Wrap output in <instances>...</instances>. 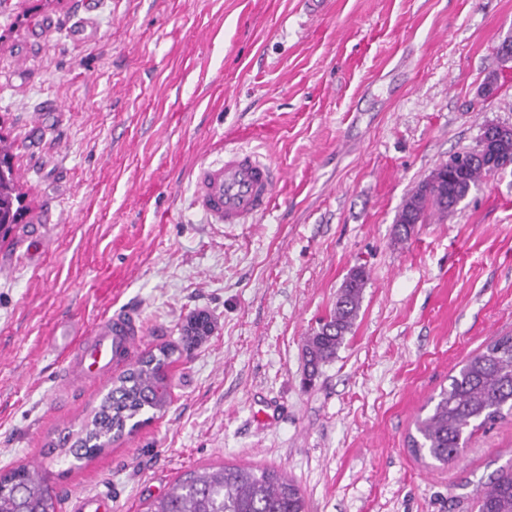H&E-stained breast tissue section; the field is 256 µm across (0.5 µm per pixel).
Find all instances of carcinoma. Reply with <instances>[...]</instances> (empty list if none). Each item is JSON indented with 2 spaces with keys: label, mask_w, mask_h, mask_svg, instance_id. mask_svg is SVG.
Instances as JSON below:
<instances>
[{
  "label": "carcinoma",
  "mask_w": 512,
  "mask_h": 512,
  "mask_svg": "<svg viewBox=\"0 0 512 512\" xmlns=\"http://www.w3.org/2000/svg\"><path fill=\"white\" fill-rule=\"evenodd\" d=\"M11 146L0 138V191L13 214L22 211V195L9 164ZM488 159L479 158L449 177L437 170L407 199L398 213V232L408 235L435 210L446 214L488 174ZM368 275L359 267L340 289L329 318L306 337L305 354L311 372L332 360L357 318ZM184 325L183 351L189 353L203 334ZM170 349L149 352L112 382L92 419L69 448L81 460L104 450L144 410L163 413L170 404L164 368ZM433 406L415 421L409 447L446 465L458 458L471 434L512 416V334L493 337L472 353L448 386L432 398ZM478 512H512V467H504L476 488ZM0 512H57L55 495L36 468L19 467L0 476ZM145 512H308L306 497L292 479L267 468L205 467L185 473Z\"/></svg>",
  "instance_id": "obj_1"
}]
</instances>
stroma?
Instances as JSON below:
<instances>
[{"mask_svg": "<svg viewBox=\"0 0 512 512\" xmlns=\"http://www.w3.org/2000/svg\"><path fill=\"white\" fill-rule=\"evenodd\" d=\"M0 0V137L28 213L0 237V473L143 512L184 473L258 466L310 512H470L512 464V419L440 465L408 446L466 358L512 332V168L399 238L404 200L484 125L512 127V0ZM493 92H485L488 76ZM239 137L281 168L254 224H207L190 177ZM351 333L313 380L303 345L348 273ZM133 306L171 403L103 452L60 445L111 389L56 397L58 323Z\"/></svg>", "mask_w": 512, "mask_h": 512, "instance_id": "obj_1", "label": "stroma"}]
</instances>
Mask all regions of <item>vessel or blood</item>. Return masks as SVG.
<instances>
[{
    "instance_id": "obj_1",
    "label": "vessel or blood",
    "mask_w": 512,
    "mask_h": 512,
    "mask_svg": "<svg viewBox=\"0 0 512 512\" xmlns=\"http://www.w3.org/2000/svg\"><path fill=\"white\" fill-rule=\"evenodd\" d=\"M283 179V171L255 151L228 146L223 158L200 163L193 170V206L211 224H252L269 211ZM144 334L139 314L131 309L105 317L85 335L77 324L59 325L49 344L67 359L61 394L110 376L131 358ZM68 512H112V496L107 492L72 495Z\"/></svg>"
}]
</instances>
